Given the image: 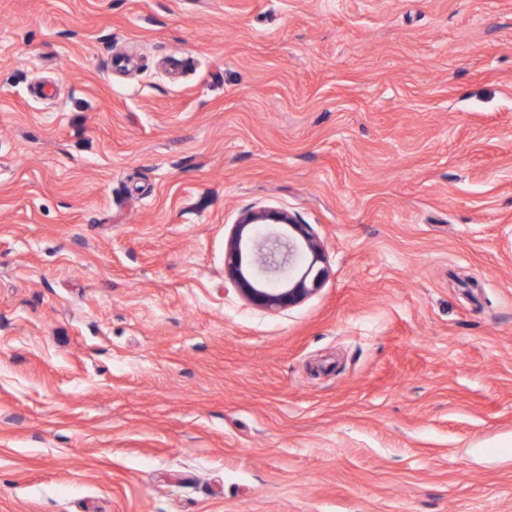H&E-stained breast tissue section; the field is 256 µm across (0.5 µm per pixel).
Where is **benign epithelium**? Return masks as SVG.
I'll return each instance as SVG.
<instances>
[{
	"label": "benign epithelium",
	"mask_w": 512,
	"mask_h": 512,
	"mask_svg": "<svg viewBox=\"0 0 512 512\" xmlns=\"http://www.w3.org/2000/svg\"><path fill=\"white\" fill-rule=\"evenodd\" d=\"M328 270L307 224L285 210L242 211L227 239L225 275L250 305L279 312L316 294Z\"/></svg>",
	"instance_id": "7a95c632"
}]
</instances>
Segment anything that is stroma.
Segmentation results:
<instances>
[{
    "instance_id": "obj_1",
    "label": "stroma",
    "mask_w": 512,
    "mask_h": 512,
    "mask_svg": "<svg viewBox=\"0 0 512 512\" xmlns=\"http://www.w3.org/2000/svg\"><path fill=\"white\" fill-rule=\"evenodd\" d=\"M0 512H512V0H0ZM268 224H281L271 231ZM265 252L254 265L248 257ZM309 253L312 260L306 271L295 279L290 273L299 259ZM322 266L315 268L316 264ZM328 270L325 251L307 224L285 210L250 208L242 211L227 239L225 275L250 305L279 312L316 294L323 286Z\"/></svg>"
}]
</instances>
